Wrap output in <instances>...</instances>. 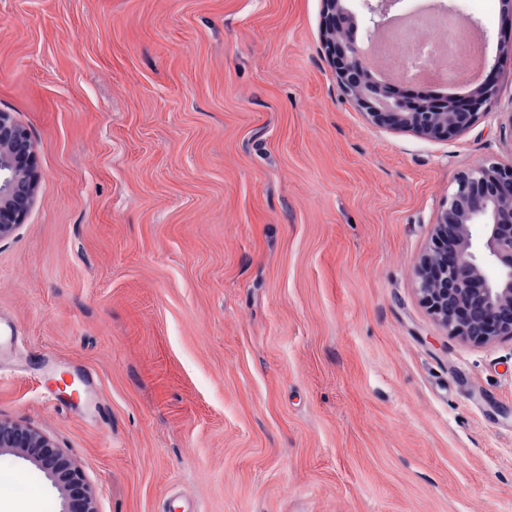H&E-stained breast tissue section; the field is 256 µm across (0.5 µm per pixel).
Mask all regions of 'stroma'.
I'll return each mask as SVG.
<instances>
[{
    "label": "stroma",
    "instance_id": "obj_1",
    "mask_svg": "<svg viewBox=\"0 0 512 512\" xmlns=\"http://www.w3.org/2000/svg\"><path fill=\"white\" fill-rule=\"evenodd\" d=\"M456 4L512 56V0ZM323 9L0 0V111L41 172L0 241V419L98 512H512V340L448 335L417 278L458 174L512 162V65L464 132L377 126ZM0 448H20L21 457L34 459L53 485L68 489L69 499L63 512H98L81 471L72 468L64 451L38 430L0 420Z\"/></svg>",
    "mask_w": 512,
    "mask_h": 512
}]
</instances>
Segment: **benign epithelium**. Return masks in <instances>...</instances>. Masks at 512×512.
Here are the masks:
<instances>
[{
    "instance_id": "1",
    "label": "benign epithelium",
    "mask_w": 512,
    "mask_h": 512,
    "mask_svg": "<svg viewBox=\"0 0 512 512\" xmlns=\"http://www.w3.org/2000/svg\"><path fill=\"white\" fill-rule=\"evenodd\" d=\"M396 0H362L368 29L385 25ZM323 28L340 29L324 48L345 95L378 126L406 129L430 139L464 132L490 110L494 87L485 82L466 98L413 101L400 83L373 80L358 41V16L346 0H324ZM40 174L29 131L0 111V241L25 223L37 197ZM421 300L451 336L474 344L512 339V163L485 160L456 179L442 202L429 251L419 269ZM0 448H19L53 485L69 491L63 512H98L79 469L41 432L0 420Z\"/></svg>"
}]
</instances>
